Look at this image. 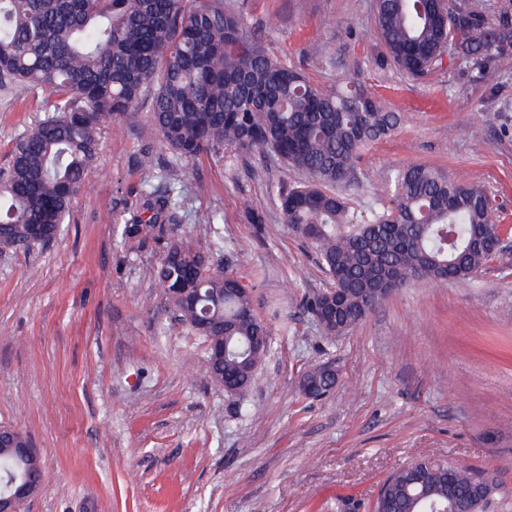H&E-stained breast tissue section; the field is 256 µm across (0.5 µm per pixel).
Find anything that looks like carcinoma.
Listing matches in <instances>:
<instances>
[{
    "label": "carcinoma",
    "instance_id": "carcinoma-1",
    "mask_svg": "<svg viewBox=\"0 0 512 512\" xmlns=\"http://www.w3.org/2000/svg\"><path fill=\"white\" fill-rule=\"evenodd\" d=\"M375 27L389 60L412 78L447 55L461 65L490 58L512 72V3L490 17L471 0H376ZM45 89L47 116L11 151L0 174V250L46 244L70 214L112 119L150 98L149 118L179 157L224 149L272 156L309 177L277 193L285 223L311 243L336 293V322L323 318L325 295L304 308L324 335L352 327L378 305L383 282L403 288L420 278L469 282L499 251L500 225L479 185L451 183L426 165L398 169L384 186L391 206L355 211L342 193L360 153L389 137L400 114L347 82L331 91L271 55L261 33L249 31L224 0H0V85ZM174 167L142 172V203L123 220L120 244L144 247L154 231L178 224L184 189ZM150 276L179 320L208 343L212 382L247 391L267 350L252 343L269 335L248 287L211 266L187 239L169 238ZM329 367L308 372L312 398L336 385ZM421 479L416 464L388 476L372 512H442L448 498L479 512L497 487L485 471L457 463ZM44 489L38 454L18 457L0 442V493L16 476Z\"/></svg>",
    "mask_w": 512,
    "mask_h": 512
}]
</instances>
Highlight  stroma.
Masks as SVG:
<instances>
[{
  "mask_svg": "<svg viewBox=\"0 0 512 512\" xmlns=\"http://www.w3.org/2000/svg\"><path fill=\"white\" fill-rule=\"evenodd\" d=\"M232 2L316 87L348 78L401 113L363 151L350 207L388 205L394 170L427 165L485 186L502 249L471 282L413 281L327 337L303 301L329 279L273 194L306 175L250 155L181 162L147 105L116 118L57 238L0 252V427L31 439L46 484L24 512H369L386 477L419 459L490 472L483 512H512V74L446 60L407 76L382 59L374 0ZM33 102L0 88V168L39 120ZM174 162L191 198L175 237L240 275L270 332L240 396L211 383L205 340L151 279L160 247L119 243L141 169ZM247 203L263 223L245 222ZM327 364L334 389L307 398L303 375Z\"/></svg>",
  "mask_w": 512,
  "mask_h": 512,
  "instance_id": "obj_1",
  "label": "stroma"
}]
</instances>
